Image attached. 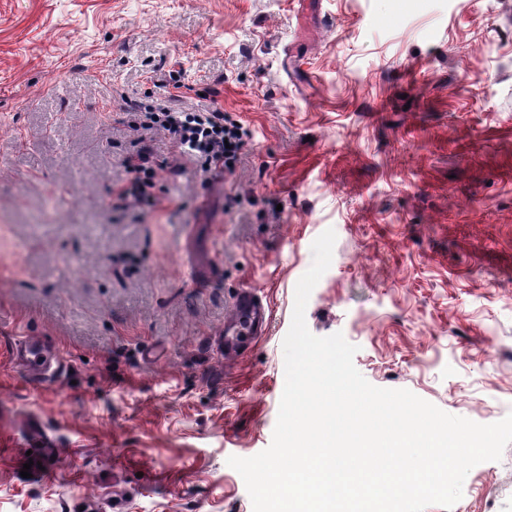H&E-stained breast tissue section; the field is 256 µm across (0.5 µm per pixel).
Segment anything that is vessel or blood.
<instances>
[{
	"label": "vessel or blood",
	"mask_w": 512,
	"mask_h": 512,
	"mask_svg": "<svg viewBox=\"0 0 512 512\" xmlns=\"http://www.w3.org/2000/svg\"><path fill=\"white\" fill-rule=\"evenodd\" d=\"M270 316L262 300L248 291L240 292L232 305V314L224 323V357L237 358L265 335ZM16 352L25 356V370L40 381L58 378L64 365L48 350L41 340L26 338L16 344Z\"/></svg>",
	"instance_id": "1"
}]
</instances>
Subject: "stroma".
Wrapping results in <instances>:
<instances>
[{
  "label": "stroma",
  "instance_id": "1",
  "mask_svg": "<svg viewBox=\"0 0 512 512\" xmlns=\"http://www.w3.org/2000/svg\"><path fill=\"white\" fill-rule=\"evenodd\" d=\"M0 0V512H253L229 457L272 441L295 287L372 385L512 412V0ZM217 102L249 130L201 175L127 103ZM164 161L124 209L123 159ZM270 308L216 351L237 293ZM67 371L28 379L14 342ZM60 450L19 477L24 431ZM451 512H512V444Z\"/></svg>",
  "mask_w": 512,
  "mask_h": 512
}]
</instances>
